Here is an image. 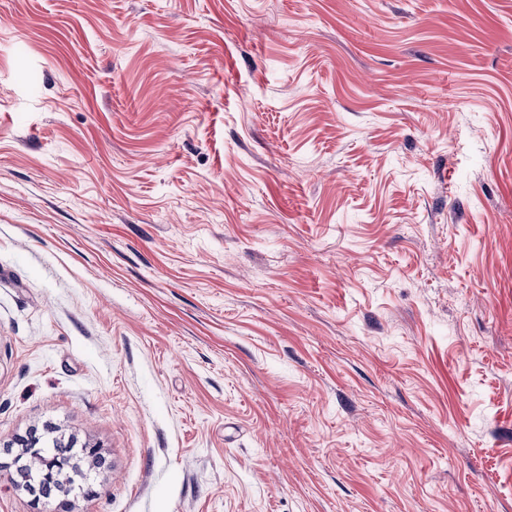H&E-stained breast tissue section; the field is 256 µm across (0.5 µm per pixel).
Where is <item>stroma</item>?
<instances>
[{
	"instance_id": "1",
	"label": "stroma",
	"mask_w": 512,
	"mask_h": 512,
	"mask_svg": "<svg viewBox=\"0 0 512 512\" xmlns=\"http://www.w3.org/2000/svg\"><path fill=\"white\" fill-rule=\"evenodd\" d=\"M71 512H512V0H0L11 441Z\"/></svg>"
}]
</instances>
